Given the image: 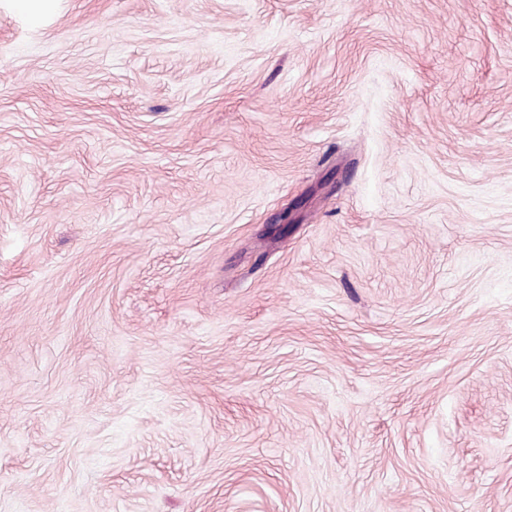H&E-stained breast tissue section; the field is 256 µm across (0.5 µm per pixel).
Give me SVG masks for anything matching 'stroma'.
I'll return each mask as SVG.
<instances>
[{"instance_id": "stroma-1", "label": "stroma", "mask_w": 512, "mask_h": 512, "mask_svg": "<svg viewBox=\"0 0 512 512\" xmlns=\"http://www.w3.org/2000/svg\"><path fill=\"white\" fill-rule=\"evenodd\" d=\"M0 512H512V0H0Z\"/></svg>"}]
</instances>
